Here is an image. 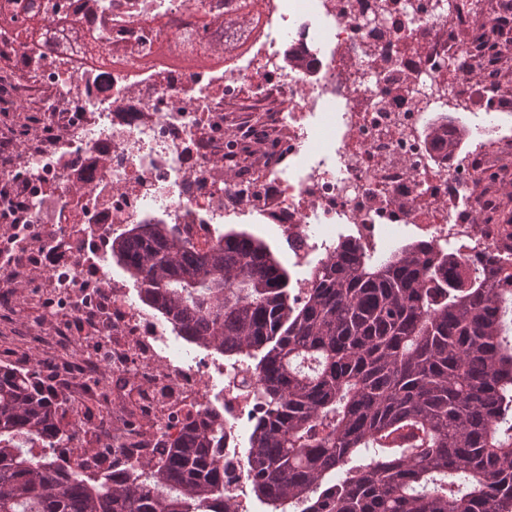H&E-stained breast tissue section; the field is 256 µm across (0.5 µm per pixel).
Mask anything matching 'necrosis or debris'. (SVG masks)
<instances>
[{
	"label": "necrosis or debris",
	"mask_w": 512,
	"mask_h": 512,
	"mask_svg": "<svg viewBox=\"0 0 512 512\" xmlns=\"http://www.w3.org/2000/svg\"><path fill=\"white\" fill-rule=\"evenodd\" d=\"M252 2V22L224 30L210 18L237 0H51L78 32L55 51L0 29L14 75L0 111L41 95L24 167L0 168V277L45 278L30 301L47 322L26 326L23 343L56 352V391L97 405L112 401L104 373L138 381L141 418L197 417L221 376L224 469L239 492L241 432L259 415L241 385L253 368L188 347L132 300L109 269L114 233L176 224L205 250L223 225L253 218L301 269L342 240L370 250L404 230L454 250L460 278L512 257V225L484 180L512 179V99L474 78L486 65L481 0ZM175 41L193 65L168 52ZM451 102L469 111L472 139L445 159L425 134ZM80 334L85 351L70 357Z\"/></svg>",
	"instance_id": "1"
}]
</instances>
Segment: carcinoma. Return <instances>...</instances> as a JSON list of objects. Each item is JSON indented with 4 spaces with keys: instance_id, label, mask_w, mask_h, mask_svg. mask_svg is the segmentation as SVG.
<instances>
[{
    "instance_id": "obj_1",
    "label": "carcinoma",
    "mask_w": 512,
    "mask_h": 512,
    "mask_svg": "<svg viewBox=\"0 0 512 512\" xmlns=\"http://www.w3.org/2000/svg\"><path fill=\"white\" fill-rule=\"evenodd\" d=\"M37 0H0V24L50 26ZM435 124L452 155L461 134ZM112 259L142 300L195 345L256 357L259 403L245 451L271 512H512V263L451 277L422 240L368 254L345 239L291 288L269 245L231 229L200 251L174 224H131ZM67 399L36 371L0 365V512H237L224 479V412L170 432L131 430L147 457L102 470L66 461Z\"/></svg>"
}]
</instances>
